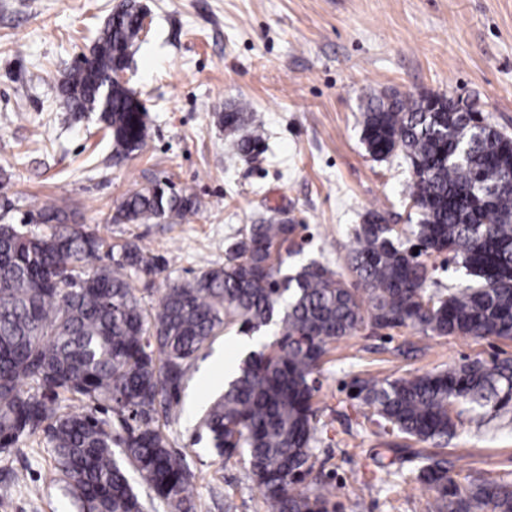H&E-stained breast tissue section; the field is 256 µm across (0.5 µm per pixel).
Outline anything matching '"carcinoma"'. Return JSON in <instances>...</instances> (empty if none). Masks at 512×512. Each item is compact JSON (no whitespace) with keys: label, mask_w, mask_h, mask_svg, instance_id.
<instances>
[{"label":"carcinoma","mask_w":512,"mask_h":512,"mask_svg":"<svg viewBox=\"0 0 512 512\" xmlns=\"http://www.w3.org/2000/svg\"><path fill=\"white\" fill-rule=\"evenodd\" d=\"M140 15L126 0L99 32L92 66L75 64L60 85V107L99 114L118 156L141 151L149 135L147 108L112 83L140 41ZM249 111L245 103L219 111L234 156L265 151ZM362 125L373 158L401 153L414 169L412 234L423 254H452L465 285L426 288L428 267L378 210L355 232L354 285L317 261L285 271L298 225L269 217L240 231L224 265L170 285L148 308L136 282L152 279L157 264L137 241L109 243L97 228H72L66 211L44 207L48 235L23 237L0 224V453L43 438L78 512H146L131 471L168 512H194L196 475L168 447L169 411L217 336L274 325L203 408L194 441L205 438L209 454L249 464L264 512L336 509L324 480H309L321 443L316 375L331 343L366 322L425 336L512 339V137L445 94L371 97ZM199 206L172 182L154 181L125 196L117 214L126 224H176ZM356 388L373 409L379 444L396 454V437L438 445L466 421L482 426L511 412L512 361L373 377ZM417 458L421 465L405 479L436 492L435 512H512L509 476L458 482L447 460Z\"/></svg>","instance_id":"obj_1"}]
</instances>
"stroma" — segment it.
<instances>
[{
    "mask_svg": "<svg viewBox=\"0 0 512 512\" xmlns=\"http://www.w3.org/2000/svg\"><path fill=\"white\" fill-rule=\"evenodd\" d=\"M120 0H0V211L33 234L37 212L66 207L77 224L112 242L138 239L159 266L139 295L158 303L168 286L222 265L245 225L275 211L300 223L297 261L349 277L354 230L384 212L412 246V173L402 155L373 159L362 141V106L392 92L446 93L479 103L512 134V0H138L150 30L134 47L128 86L148 109L142 151L113 154L96 116L58 107V87ZM249 102L265 152L229 155L216 105ZM194 195L181 223L111 222L120 201L154 180ZM244 336H218L191 369L168 428L171 448L195 472V512H263L244 463H219L193 443L201 409L224 386ZM512 359V340L421 336L366 326L332 344L314 403L323 426L317 468L333 480L338 512H431L425 485H389L377 461L370 408L351 389L367 377L409 378L471 360ZM456 471L512 472V416L463 426L442 446ZM0 512H76L55 481L41 440L0 454Z\"/></svg>",
    "mask_w": 512,
    "mask_h": 512,
    "instance_id": "1",
    "label": "stroma"
}]
</instances>
